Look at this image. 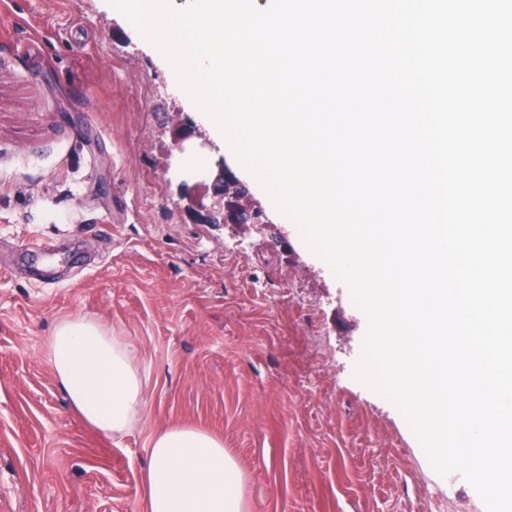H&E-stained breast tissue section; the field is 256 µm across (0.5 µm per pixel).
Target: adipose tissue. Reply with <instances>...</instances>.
Listing matches in <instances>:
<instances>
[{
	"label": "adipose tissue",
	"mask_w": 512,
	"mask_h": 512,
	"mask_svg": "<svg viewBox=\"0 0 512 512\" xmlns=\"http://www.w3.org/2000/svg\"><path fill=\"white\" fill-rule=\"evenodd\" d=\"M45 358L85 422L118 437L138 422L145 389L133 345L96 319L68 316L45 341ZM145 512H246L244 475L222 439L172 426L151 441Z\"/></svg>",
	"instance_id": "ef3b65f1"
}]
</instances>
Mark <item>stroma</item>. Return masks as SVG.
I'll list each match as a JSON object with an SVG mask.
<instances>
[{"mask_svg": "<svg viewBox=\"0 0 512 512\" xmlns=\"http://www.w3.org/2000/svg\"><path fill=\"white\" fill-rule=\"evenodd\" d=\"M109 0H0V512H144L153 436L197 426L239 462L248 512H486L355 377L347 286L283 224H197L173 145L185 94ZM140 352L147 398L108 437L56 382L68 315Z\"/></svg>", "mask_w": 512, "mask_h": 512, "instance_id": "obj_1", "label": "stroma"}]
</instances>
